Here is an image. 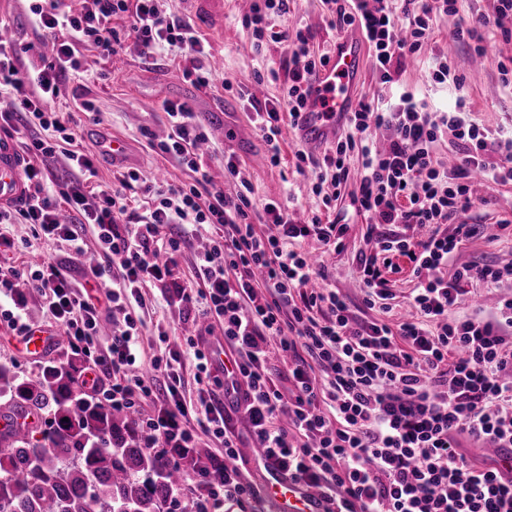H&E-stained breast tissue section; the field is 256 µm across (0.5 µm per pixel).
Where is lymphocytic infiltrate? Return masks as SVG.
Masks as SVG:
<instances>
[{
    "instance_id": "lymphocytic-infiltrate-1",
    "label": "lymphocytic infiltrate",
    "mask_w": 512,
    "mask_h": 512,
    "mask_svg": "<svg viewBox=\"0 0 512 512\" xmlns=\"http://www.w3.org/2000/svg\"><path fill=\"white\" fill-rule=\"evenodd\" d=\"M78 2L75 9L65 0L30 8L32 25L52 38L48 63L24 61L0 39V97L13 99L10 109L0 111V130L23 125L54 132L32 136L25 145L30 190L20 206L0 209V249L14 247L4 225L30 224L35 236L76 251L83 235L93 233L98 260L81 287L52 261L0 264V292L10 301L0 321L25 336L30 322L24 300L39 294L85 360L84 387L130 414L151 406V416L138 423L142 446L183 469L199 512L261 501L260 490L242 479L239 468L248 439L273 466L315 489L325 512H512V468L499 467L492 457L475 460L463 448L467 441L512 448V297L465 317L454 314L474 286L495 288L512 279V267L448 268L453 253L480 231L461 218L473 205L472 173L512 184V135L481 128L464 98L439 111L401 83L408 60L432 41L434 20L458 13L459 0H399L394 8L388 0H319L332 28L359 30L372 50L376 80L391 95L359 98L323 158L302 152L297 158L311 170L324 206L340 198L350 178L358 180L350 206L367 217L374 243L357 259L366 307L391 299L384 272L396 259L409 265L415 313L395 324L358 320L336 291L312 288L323 272L293 243L313 238L338 249L347 225L317 214L297 222L284 202L255 207L251 183L231 155L224 159V177L239 188L225 194L200 154L207 133L185 104L163 103L170 131L155 148L188 169L191 182L149 184L130 170L120 175L119 188L89 186L94 160L76 149L70 119L55 109L66 80L80 69V46L94 45L109 57L130 39L144 57L177 60L184 75L201 85L209 77L203 40L189 19L169 10L168 0ZM289 2L253 0L243 18L253 51L273 43L286 52L282 98L249 101L275 164L281 161V120L296 121L311 75L329 58L309 33L291 25ZM496 2L494 15H472L456 28L454 40L479 46L494 29L511 38L512 0ZM380 128L390 132L381 147L371 139ZM447 132L453 136L451 165L434 150ZM353 152L361 158L355 172L347 163ZM59 154L74 176L54 185L42 168ZM259 223L274 225L275 234H258ZM196 224L211 226L213 234L189 281L177 273V255ZM390 224L403 225V232H387ZM413 226L425 228V236L409 235ZM146 282L183 317L223 324L234 371L215 362L205 337L187 336L183 350L154 358L150 373H135ZM112 315L121 317L123 329L103 350L100 324ZM274 349L287 368L281 385L269 366ZM186 354L197 361L193 398L185 395ZM215 373L224 376L223 392L211 386ZM237 418L248 423V436L236 431ZM201 432L220 439L224 452L213 456L210 467H187Z\"/></svg>"
}]
</instances>
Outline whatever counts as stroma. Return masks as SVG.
<instances>
[{"label":"stroma","mask_w":512,"mask_h":512,"mask_svg":"<svg viewBox=\"0 0 512 512\" xmlns=\"http://www.w3.org/2000/svg\"><path fill=\"white\" fill-rule=\"evenodd\" d=\"M31 4L32 0H0V20L6 22L17 49L33 46L35 55L48 61L52 58L47 51L49 40L35 33L28 21ZM494 7L493 0H464L459 14L438 18L434 43L408 65L402 80L434 109L446 108L456 96H464L475 122L492 132L506 133L512 131V79L503 80L500 69L505 66L512 70V40L506 42L500 34H489L486 52L481 55L472 45L452 38L463 19L474 13H493ZM250 8L251 0H224L223 19L218 24L197 28L208 51L206 64L212 73V86L198 85L168 60L154 63L144 60L130 41L124 42L116 55L109 58L89 45L81 51L82 71L71 77L65 95L56 103L57 111L72 113L79 143L87 151L97 153V143L85 134L92 123L74 106V95H84L101 113L97 126L102 135L124 137L134 144L140 154L138 170L144 177L154 178L156 172L161 171L169 182L178 184L190 180V171L151 150L148 142L161 140L168 132L166 114L161 109L163 101L188 103L193 112L206 118L204 127L214 143V152L206 159L210 168L220 170L225 155H235L244 177L252 184L251 200L256 207H263L271 199L285 200L297 218H305L307 211L316 209L318 199L310 173L298 171L296 167V154L302 146L294 129L283 126L282 160L279 165H272L268 146L253 125V113L239 96L243 88L261 101L283 94L281 82L270 76L271 71L280 70L283 65L282 46H271L261 55L246 49L252 35L243 25L242 17ZM290 12L294 22L308 26L313 43L320 48L333 49L340 40V32L321 19L317 0H292ZM440 51L456 59H468V66L461 70L462 88H454L449 82L429 80L432 56ZM472 189L475 205L465 212L464 218L469 223L485 225L486 230L455 253L456 265L512 264V185L501 186L482 180L473 183ZM504 221L509 224L505 230L500 227ZM347 222L349 231L340 250L323 252L321 244L314 239L300 242V249L321 254L328 271L326 287L344 296L357 319L395 321L411 315L409 299L413 284L406 269L387 275L394 294L390 312L364 306L357 257L369 247L365 239L367 221L351 214ZM7 231L19 249L18 262H28L36 253L66 264L75 279H82L86 257L75 255L56 240L35 238L29 224H11ZM142 292L148 308L137 362L146 368L154 356L167 354L176 344L175 338L161 340L157 335L158 326L176 328L178 335L187 336L196 334L197 329L183 320L178 309L167 305L153 285H144Z\"/></svg>","instance_id":"stroma-1"}]
</instances>
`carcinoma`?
<instances>
[{
	"label": "carcinoma",
	"instance_id": "obj_1",
	"mask_svg": "<svg viewBox=\"0 0 512 512\" xmlns=\"http://www.w3.org/2000/svg\"><path fill=\"white\" fill-rule=\"evenodd\" d=\"M58 346L65 359L34 377L0 362V418L48 420L0 432V512H167L183 473L141 448L126 414L83 392L68 339Z\"/></svg>",
	"mask_w": 512,
	"mask_h": 512
}]
</instances>
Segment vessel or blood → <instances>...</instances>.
<instances>
[{"label": "vessel or blood", "instance_id": "b4317fda", "mask_svg": "<svg viewBox=\"0 0 512 512\" xmlns=\"http://www.w3.org/2000/svg\"><path fill=\"white\" fill-rule=\"evenodd\" d=\"M188 2L199 22L216 23L224 14L223 0ZM370 66V59L361 55L354 39L337 44L313 77V92L299 115L297 135L307 148L319 149L335 141L337 129L353 109L352 89ZM23 168L24 159L14 141L0 136V208L19 205L28 195ZM266 473L263 489L271 512H323L321 499L304 483L284 477L272 467Z\"/></svg>", "mask_w": 512, "mask_h": 512}]
</instances>
